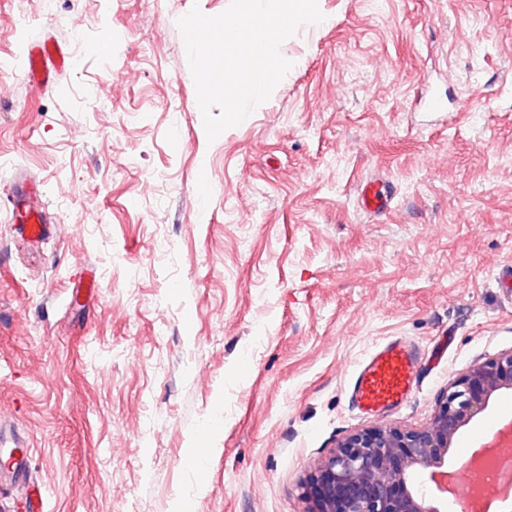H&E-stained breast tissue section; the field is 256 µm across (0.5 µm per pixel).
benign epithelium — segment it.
Segmentation results:
<instances>
[{"instance_id": "obj_1", "label": "benign epithelium", "mask_w": 512, "mask_h": 512, "mask_svg": "<svg viewBox=\"0 0 512 512\" xmlns=\"http://www.w3.org/2000/svg\"><path fill=\"white\" fill-rule=\"evenodd\" d=\"M512 389V349L475 360L444 393L425 426L379 424L345 437L302 484L308 512H445L426 479L447 476L461 428Z\"/></svg>"}]
</instances>
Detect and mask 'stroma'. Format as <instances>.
I'll return each mask as SVG.
<instances>
[{
	"mask_svg": "<svg viewBox=\"0 0 512 512\" xmlns=\"http://www.w3.org/2000/svg\"><path fill=\"white\" fill-rule=\"evenodd\" d=\"M229 4L0 0V425L44 512H308L339 441L424 426L512 349V0H318L292 69L211 142L177 21ZM47 29L74 63L35 95L23 49ZM20 167L59 226L38 249L10 228ZM370 177L395 187L385 215L357 204ZM445 335L406 408L351 410L375 343ZM509 413L506 391L461 429L448 512L462 444Z\"/></svg>",
	"mask_w": 512,
	"mask_h": 512,
	"instance_id": "35a3bbf8",
	"label": "stroma"
}]
</instances>
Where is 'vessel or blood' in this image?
Instances as JSON below:
<instances>
[{
	"mask_svg": "<svg viewBox=\"0 0 512 512\" xmlns=\"http://www.w3.org/2000/svg\"><path fill=\"white\" fill-rule=\"evenodd\" d=\"M71 66L70 55L47 34L31 38L25 48L24 73L30 88L48 87L56 77ZM393 191L385 182L372 179L361 184L360 206L370 215L390 208ZM8 201L16 232L32 243H40L50 235L36 185L26 177H16L9 187ZM422 353L420 347L395 336L376 345L354 369L349 398L363 414L380 413L407 405L417 379ZM0 446L6 448L8 459L0 467V486L24 480L28 467L29 448L19 435L0 427Z\"/></svg>",
	"mask_w": 512,
	"mask_h": 512,
	"instance_id": "obj_1",
	"label": "vessel or blood"
}]
</instances>
